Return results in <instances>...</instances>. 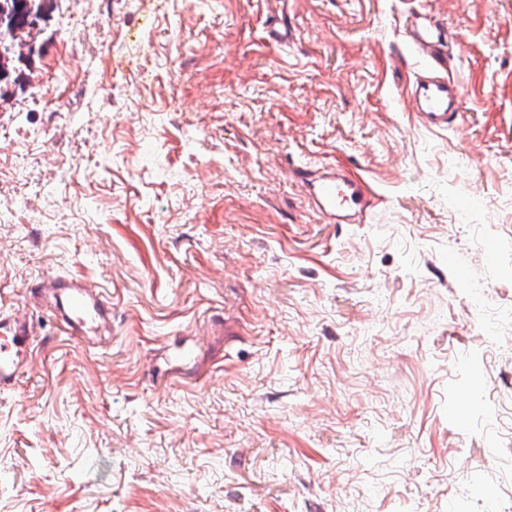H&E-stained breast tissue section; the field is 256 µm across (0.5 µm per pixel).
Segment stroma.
Returning <instances> with one entry per match:
<instances>
[{
  "label": "stroma",
  "mask_w": 512,
  "mask_h": 512,
  "mask_svg": "<svg viewBox=\"0 0 512 512\" xmlns=\"http://www.w3.org/2000/svg\"><path fill=\"white\" fill-rule=\"evenodd\" d=\"M43 7L0 99V308L35 332L0 512H512V0ZM413 10L464 91L441 132ZM336 163L362 223L294 177ZM57 271L111 297L101 344L29 298ZM406 33L415 53L426 67L406 92L419 123L430 131L448 129L449 120L464 108L461 84L448 74V33L426 14H413ZM315 210L332 224H359L375 205V192L357 173L340 165L295 172Z\"/></svg>",
  "instance_id": "stroma-1"
}]
</instances>
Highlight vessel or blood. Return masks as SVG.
Returning a JSON list of instances; mask_svg holds the SVG:
<instances>
[{"instance_id": "obj_1", "label": "vessel or blood", "mask_w": 512, "mask_h": 512, "mask_svg": "<svg viewBox=\"0 0 512 512\" xmlns=\"http://www.w3.org/2000/svg\"><path fill=\"white\" fill-rule=\"evenodd\" d=\"M406 33L415 53L426 66L406 92L419 123L430 131H443L464 108L460 83L448 73V33L425 14L412 15ZM315 210L333 224H359L375 205V193L357 173L336 165L297 170ZM38 288L66 333L86 341L112 329V301L105 290L79 278L50 274ZM33 327L25 318L0 311V390L14 388L33 355Z\"/></svg>"}]
</instances>
